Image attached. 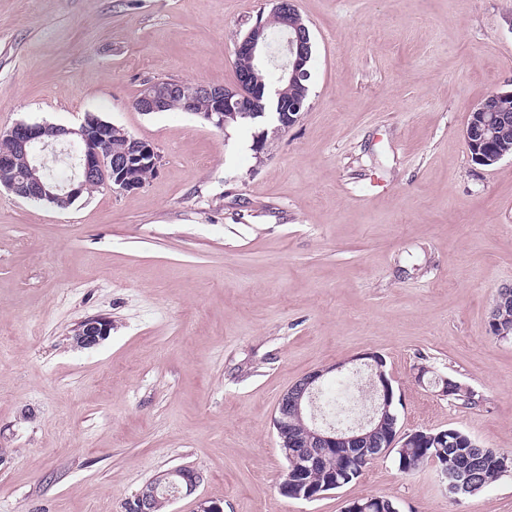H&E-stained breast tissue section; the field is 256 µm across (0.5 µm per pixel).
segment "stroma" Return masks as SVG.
I'll return each mask as SVG.
<instances>
[{"instance_id": "obj_1", "label": "stroma", "mask_w": 512, "mask_h": 512, "mask_svg": "<svg viewBox=\"0 0 512 512\" xmlns=\"http://www.w3.org/2000/svg\"><path fill=\"white\" fill-rule=\"evenodd\" d=\"M293 3L310 93L274 136L270 115L222 131L133 107L152 79L232 84L273 0H0V133L91 112L161 155L142 188L65 209L0 188V512H125L179 466L202 481L168 512H512V472L454 500L435 465L406 476L391 455L316 500L280 492V397L321 368L358 383L366 353L399 433L512 453V340L489 330L512 286V156L476 165L463 138L512 91V0ZM98 315L110 336L74 346ZM448 377L479 403L443 396Z\"/></svg>"}]
</instances>
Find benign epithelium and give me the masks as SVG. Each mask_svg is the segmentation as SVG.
<instances>
[{"instance_id":"7a95c632","label":"benign epithelium","mask_w":512,"mask_h":512,"mask_svg":"<svg viewBox=\"0 0 512 512\" xmlns=\"http://www.w3.org/2000/svg\"><path fill=\"white\" fill-rule=\"evenodd\" d=\"M273 11L282 21V29L288 36L290 57L281 73L285 83H298L310 78L308 69L311 59V43L308 40L306 26L301 15L290 0H275ZM235 55L245 56L252 62L264 66L271 56V45L265 32L264 23L255 22L249 31L236 44ZM252 73H237L230 86H212L207 84H183L170 79H156L145 84L133 106L139 112H163L174 98L182 101L185 112L200 116L214 127L225 128L229 118L235 114L242 116L257 115V101L250 92ZM278 102L277 120L281 126L294 125L299 117L301 106L290 105L275 90ZM207 99L212 108L209 112L197 111V102ZM499 118L488 109L484 102L476 104L468 112L463 129L464 141L471 161L479 166L494 164L503 158L494 142V129ZM112 123L99 116L88 113L76 129L47 123L18 122L6 135L14 144V152L0 155V169L9 171L22 160L24 169L11 180L0 183L16 196L44 202L58 208L69 207L81 197L90 184H109L118 192H130L143 186L140 170L150 167L158 170L161 156L149 142L135 136L127 138L124 151L112 152V144L107 132ZM66 143L67 149L76 150L77 172L63 185L50 181L40 163L42 153L56 143ZM112 323L106 317H90L81 322L74 330V340L83 347H91L109 335ZM364 366L369 373V383L376 396V403L368 417L360 423L346 427L334 426L319 421L307 412L320 391L324 377L331 369L326 368L309 373L290 387L281 397L273 425L283 438V446L297 447L293 438L287 437L289 419L297 417L307 419V447H316L319 455L308 459L316 466L331 449L345 448L347 461L351 464L373 463L393 449L406 448L409 444L433 438L422 430L399 435L395 432L377 437L385 422L395 419L391 413L394 405V389L385 370L384 359L374 353L363 356ZM438 477L445 491L455 494L466 484L467 476L457 470L453 464L444 462L437 468ZM202 480V476L188 467H176L164 471L147 483L135 500L128 503L126 512H153L158 495L168 490L169 499L192 495Z\"/></svg>"}]
</instances>
